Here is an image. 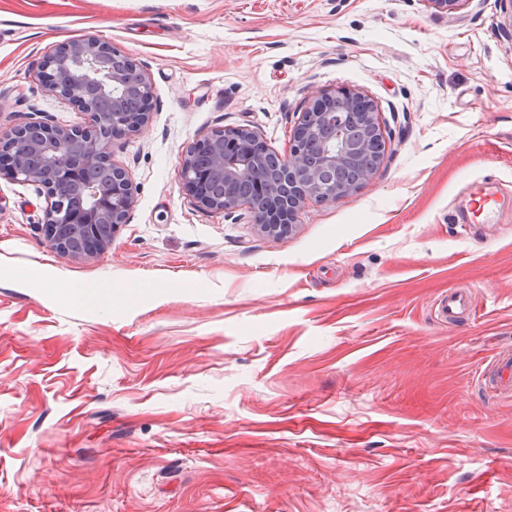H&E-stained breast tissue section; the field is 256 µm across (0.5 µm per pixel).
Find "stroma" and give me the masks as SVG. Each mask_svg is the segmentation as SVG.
<instances>
[{"label": "stroma", "instance_id": "stroma-1", "mask_svg": "<svg viewBox=\"0 0 512 512\" xmlns=\"http://www.w3.org/2000/svg\"><path fill=\"white\" fill-rule=\"evenodd\" d=\"M96 35L152 87L116 141L134 203L74 263L46 197L0 179V512H512V17L503 0H0V129L86 122L37 79ZM376 105L384 157L292 234L202 209L194 143L247 127L283 155L309 99ZM492 181L494 224H465ZM131 303L53 300L24 270ZM474 293L478 319L438 299ZM439 314L448 324L460 319H476L480 317V312L473 304L470 292L467 288H455L447 297L439 301Z\"/></svg>", "mask_w": 512, "mask_h": 512}]
</instances>
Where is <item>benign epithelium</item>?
<instances>
[{"label":"benign epithelium","instance_id":"1","mask_svg":"<svg viewBox=\"0 0 512 512\" xmlns=\"http://www.w3.org/2000/svg\"><path fill=\"white\" fill-rule=\"evenodd\" d=\"M39 80L89 121L32 117L0 130V178L44 190L39 229L56 251L83 263L130 219L134 188L112 162V145L148 124L151 84L131 57L94 35L61 44ZM383 149L372 100L341 89L308 102L288 154L273 153L248 128L215 129L186 154L180 177L202 208L231 213L247 205L261 233L281 236L306 202H335L367 183Z\"/></svg>","mask_w":512,"mask_h":512}]
</instances>
